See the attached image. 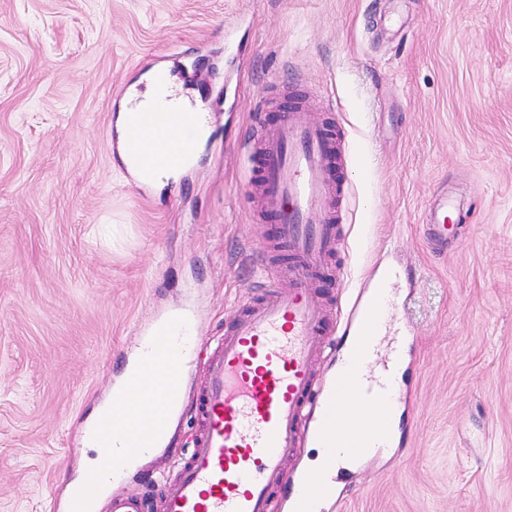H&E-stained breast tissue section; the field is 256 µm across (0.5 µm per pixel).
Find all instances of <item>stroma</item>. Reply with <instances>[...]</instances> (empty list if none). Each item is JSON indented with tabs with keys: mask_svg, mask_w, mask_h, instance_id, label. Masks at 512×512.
<instances>
[{
	"mask_svg": "<svg viewBox=\"0 0 512 512\" xmlns=\"http://www.w3.org/2000/svg\"><path fill=\"white\" fill-rule=\"evenodd\" d=\"M207 112L196 164L139 185L117 117L154 69ZM299 99L348 148L324 285L338 329L396 267L411 330L398 440L347 465L323 512H512V0H0V512H63L95 410L162 315L196 313L175 447L117 488L173 478L213 348L264 279L239 145ZM449 184L458 235L420 224Z\"/></svg>",
	"mask_w": 512,
	"mask_h": 512,
	"instance_id": "obj_1",
	"label": "stroma"
}]
</instances>
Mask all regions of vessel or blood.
<instances>
[{
	"mask_svg": "<svg viewBox=\"0 0 512 512\" xmlns=\"http://www.w3.org/2000/svg\"><path fill=\"white\" fill-rule=\"evenodd\" d=\"M197 118L176 137L164 133L166 114L151 116V134L131 135L139 164L172 167L194 138ZM341 136L300 105L284 109L274 129L258 127L244 144L256 172L257 216L273 218L288 241L287 270L257 283L256 300L225 327L208 354L196 400L193 446L177 476L165 483L162 512H273L271 495L282 467L304 438L329 460L361 457L384 447L385 421L357 422L346 415L350 400L365 404L389 385L388 361L378 344L355 351L349 372L328 386L316 383V367L328 331L319 285L332 270L340 226L335 201L345 193L338 177ZM456 199L440 188L422 216L425 237L448 243V212ZM365 336L389 335L395 306L359 310ZM189 315L157 324L148 348L126 368L117 391L119 422L99 424L97 467L68 491L63 512H94L112 480L151 449L167 446L168 428L194 354ZM326 477L310 472L284 490L289 512H312ZM137 495L113 492L107 512H146Z\"/></svg>",
	"mask_w": 512,
	"mask_h": 512,
	"instance_id": "obj_1",
	"label": "vessel or blood"
}]
</instances>
